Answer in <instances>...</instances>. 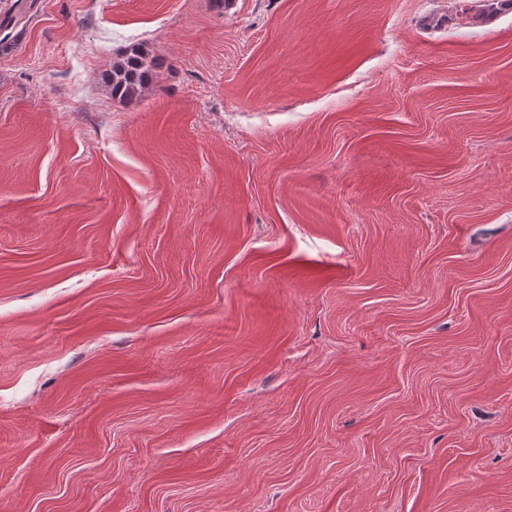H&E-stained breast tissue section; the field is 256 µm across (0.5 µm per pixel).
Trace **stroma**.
Wrapping results in <instances>:
<instances>
[{"label": "stroma", "instance_id": "35a3bbf8", "mask_svg": "<svg viewBox=\"0 0 512 512\" xmlns=\"http://www.w3.org/2000/svg\"><path fill=\"white\" fill-rule=\"evenodd\" d=\"M458 6L33 0L0 512H512V7ZM143 56L142 51L135 49L123 62L113 65L112 94L114 96L129 97L138 91V87L141 86Z\"/></svg>", "mask_w": 512, "mask_h": 512}]
</instances>
